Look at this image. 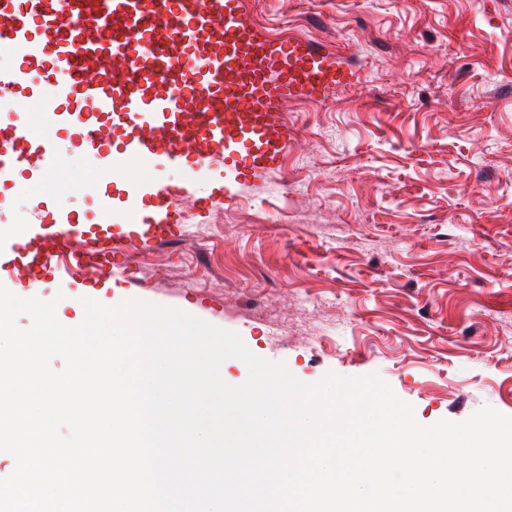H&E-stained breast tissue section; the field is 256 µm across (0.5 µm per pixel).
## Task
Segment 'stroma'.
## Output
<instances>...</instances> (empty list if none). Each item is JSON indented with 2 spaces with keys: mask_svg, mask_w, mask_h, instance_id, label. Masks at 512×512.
<instances>
[{
  "mask_svg": "<svg viewBox=\"0 0 512 512\" xmlns=\"http://www.w3.org/2000/svg\"><path fill=\"white\" fill-rule=\"evenodd\" d=\"M247 6L272 35L340 50L358 83L285 106L282 167L194 216L193 232L134 252L132 277L61 297L49 276L41 298L68 314L99 290L175 307L308 385L375 373L423 425L485 406L512 416V0ZM52 139L70 181L49 209L89 213L145 173L102 177L67 132ZM0 194V234L23 237L35 185L23 174Z\"/></svg>",
  "mask_w": 512,
  "mask_h": 512,
  "instance_id": "1",
  "label": "stroma"
}]
</instances>
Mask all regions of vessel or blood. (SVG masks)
<instances>
[{
	"label": "vessel or blood",
	"mask_w": 512,
	"mask_h": 512,
	"mask_svg": "<svg viewBox=\"0 0 512 512\" xmlns=\"http://www.w3.org/2000/svg\"><path fill=\"white\" fill-rule=\"evenodd\" d=\"M0 56L20 62L0 71V96L19 102L0 113V185L55 172L49 130L70 132L92 168L119 174L148 160L185 172L128 186L141 210L134 224H113L102 198L98 221L113 224L110 234L55 211L22 240L0 239V282L14 284L42 271L80 283L129 266L130 244L183 235L185 205L210 210L279 168L291 139L285 103L324 101L359 79L323 45L270 36L243 0H0Z\"/></svg>",
	"instance_id": "1"
}]
</instances>
